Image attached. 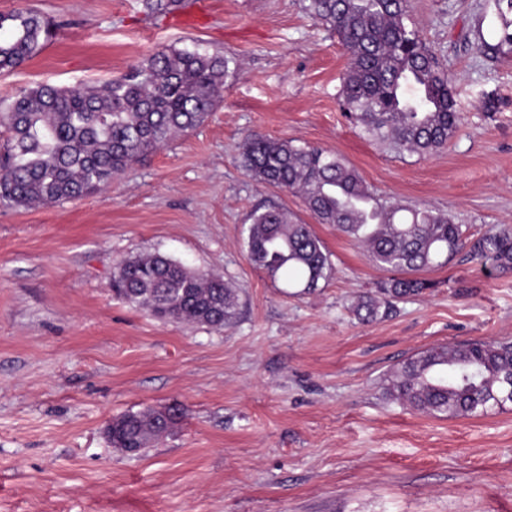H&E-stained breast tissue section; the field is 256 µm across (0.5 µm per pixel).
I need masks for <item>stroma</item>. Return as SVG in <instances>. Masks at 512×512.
Listing matches in <instances>:
<instances>
[{"instance_id": "1", "label": "stroma", "mask_w": 512, "mask_h": 512, "mask_svg": "<svg viewBox=\"0 0 512 512\" xmlns=\"http://www.w3.org/2000/svg\"><path fill=\"white\" fill-rule=\"evenodd\" d=\"M52 36L0 71V99L116 79L157 51L238 59L204 124L111 187L50 207L0 205V512H512V404L438 418L389 401L384 378L439 344L512 342V270L466 254L363 324L352 300L393 273L301 197L241 165L252 132L340 154L374 194L455 215L471 237L512 229V58L488 0H412L463 121L426 156L377 144L341 111L347 56L302 0H0ZM311 225L333 264L294 293L249 260L252 212ZM159 252L238 295L218 329L161 321L113 292L125 258ZM180 422L144 454L105 427L148 407Z\"/></svg>"}]
</instances>
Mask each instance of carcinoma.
I'll use <instances>...</instances> for the list:
<instances>
[{
    "instance_id": "obj_1",
    "label": "carcinoma",
    "mask_w": 512,
    "mask_h": 512,
    "mask_svg": "<svg viewBox=\"0 0 512 512\" xmlns=\"http://www.w3.org/2000/svg\"><path fill=\"white\" fill-rule=\"evenodd\" d=\"M489 7L501 35L481 47L512 56V0H489ZM303 9L344 48L341 109L368 137L397 153L426 155L448 145L462 116L448 71L407 24L410 0H303ZM46 34L36 14H0V71L37 53ZM240 70L234 58L170 48L99 86L39 84L0 99V127L10 133L0 153V204L51 206L111 186L142 157L201 126L226 80ZM241 162L258 182L299 193L319 223L336 225L378 266L399 273L352 304L363 322L381 320L391 301L433 287L413 273L442 267L464 250L512 270V233L491 229L470 247L452 214L378 199L332 151L255 132L244 140ZM245 244L254 265L303 293L332 275L320 238L280 207L253 213ZM112 289L128 305L169 322L222 328L238 306L221 277L161 253L122 261ZM384 394L438 417L485 416L512 404V343L430 347L390 372ZM169 429L137 411L113 418L108 436L114 448L144 449Z\"/></svg>"
}]
</instances>
